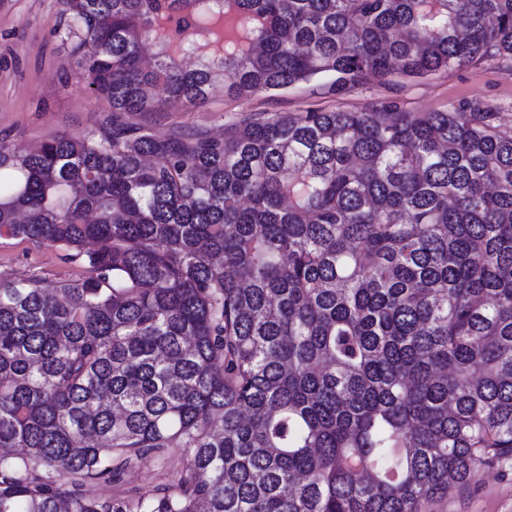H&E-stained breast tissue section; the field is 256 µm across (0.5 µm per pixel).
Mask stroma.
<instances>
[{
    "label": "stroma",
    "instance_id": "stroma-1",
    "mask_svg": "<svg viewBox=\"0 0 512 512\" xmlns=\"http://www.w3.org/2000/svg\"><path fill=\"white\" fill-rule=\"evenodd\" d=\"M63 9L62 0H0V137H7L12 148L33 146L54 131L85 134L110 111L109 101L91 96L81 75H72L65 87L54 78L70 65ZM377 100L395 101L407 112L445 111L480 101L494 107L502 127L512 129V61L483 60L422 78L371 83L335 97L313 84L272 98H240L218 90L204 106L177 105L147 121L160 133L189 127L214 135L256 112L357 111ZM0 271L50 283L86 275L84 268L65 261L58 247L6 237L0 238ZM187 464L186 452L178 448L151 453L97 490L115 499L134 497L170 483ZM424 512H512V459L497 462L468 487L433 499Z\"/></svg>",
    "mask_w": 512,
    "mask_h": 512
}]
</instances>
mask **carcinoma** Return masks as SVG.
Segmentation results:
<instances>
[{
    "mask_svg": "<svg viewBox=\"0 0 512 512\" xmlns=\"http://www.w3.org/2000/svg\"><path fill=\"white\" fill-rule=\"evenodd\" d=\"M110 119L0 138V512H423L512 459V130L381 102L132 123L512 60V0H63ZM208 37L197 40L198 32ZM199 59L191 69L180 59ZM163 448L177 482L92 487ZM63 254L55 246L37 247L18 239L0 238V271L22 278L37 276L48 283L83 279L85 269L65 261Z\"/></svg>",
    "mask_w": 512,
    "mask_h": 512,
    "instance_id": "carcinoma-1",
    "label": "carcinoma"
}]
</instances>
